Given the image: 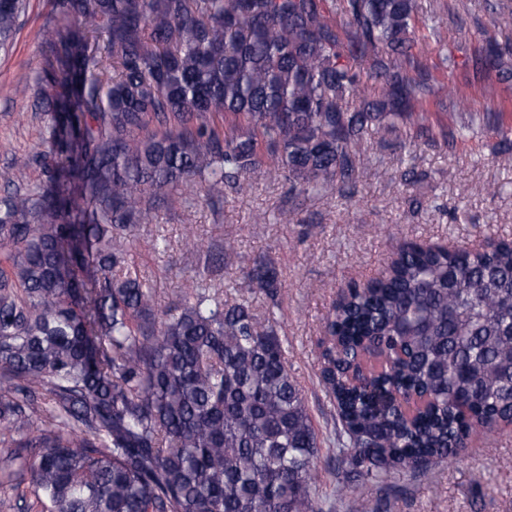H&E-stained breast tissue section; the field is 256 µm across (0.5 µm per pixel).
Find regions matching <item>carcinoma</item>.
Returning <instances> with one entry per match:
<instances>
[{"instance_id": "cac0c4a2", "label": "carcinoma", "mask_w": 512, "mask_h": 512, "mask_svg": "<svg viewBox=\"0 0 512 512\" xmlns=\"http://www.w3.org/2000/svg\"><path fill=\"white\" fill-rule=\"evenodd\" d=\"M325 2L56 0L61 92L31 153L47 181L0 197V444L35 450L13 460L48 512H323L319 434L252 312L279 296L275 266L227 305L201 273L160 313L124 234L160 197L220 199L270 167L297 196L346 185L369 133L423 104L414 0H342L341 29ZM25 8L0 0V48ZM485 42V69L512 77ZM320 345L346 483L462 454L512 425V243L404 245L388 276L340 289ZM402 389L425 397L409 416L379 399Z\"/></svg>"}]
</instances>
